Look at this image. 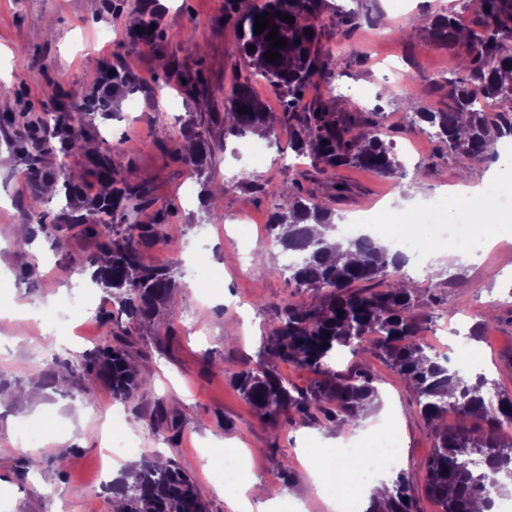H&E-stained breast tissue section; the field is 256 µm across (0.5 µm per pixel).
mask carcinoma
Returning a JSON list of instances; mask_svg holds the SVG:
<instances>
[{
	"label": "carcinoma",
	"mask_w": 512,
	"mask_h": 512,
	"mask_svg": "<svg viewBox=\"0 0 512 512\" xmlns=\"http://www.w3.org/2000/svg\"><path fill=\"white\" fill-rule=\"evenodd\" d=\"M324 2L264 0L260 6H246L244 0H224V11L242 28L239 39L252 76L283 94L281 120H296V153L309 156L317 170L327 176L353 163L401 181L405 173L392 143L366 129L359 113L339 109L335 96L313 103L304 112L296 111L308 83L339 67L340 58L319 47ZM266 12L269 27L256 35L255 16ZM280 13L294 17V22L281 21ZM475 26L465 41L458 38L461 28L452 15L437 16L426 26L430 39L448 48L452 99L448 110L428 112L403 98L407 110L448 145L458 171L464 175L488 159L499 139L512 137V110L488 112L477 102L479 95L491 102H512V0H478ZM138 27L131 32L135 42L164 38L156 14L142 17ZM275 29L287 47L277 49L280 58L272 63L264 58L272 51L265 37ZM308 30L312 34H306ZM251 45L255 50H249ZM103 83L125 94L134 88L127 72L112 67L106 69ZM75 95V91L58 86L49 109L41 116L28 112L0 115V124L19 127L37 137L36 151H29L24 144L15 150L32 184L38 188L46 182L59 183L64 190L65 205L60 214L39 216L31 233H42L63 246L65 242L58 236V224L63 223L96 239V251L77 264L94 267L101 257H107L97 279L111 290L112 305L131 324L151 322L160 316L177 287L174 269L143 262V248L157 240L166 215H158L153 224L135 223L138 211L151 202L150 186L117 181L109 148L86 150L82 126L87 115L118 110L120 98L85 96L79 103ZM224 108L226 138L247 132L268 135L274 129L268 123L270 112L247 80L233 79ZM243 108L247 112H241ZM212 135L211 126L196 119L181 132L184 140L195 145L184 160L204 185L210 178ZM54 152L61 160L57 170L50 171L44 158ZM73 154L87 157L90 173L101 186L96 197H87L84 184L69 173L65 158ZM273 193L281 198V205L269 217L272 246L300 252V260L288 265L289 280L297 288L317 293L319 301L280 305L262 355L254 365L233 374L234 386L272 421L294 414L330 427L354 424L378 406L379 391L363 369L335 367L336 356L344 349L353 355H378L417 393L420 415L433 429L434 447L424 465L430 498L441 512H474L476 501L492 506L491 496L483 489L470 460L478 453L493 472L512 480V453L502 452L508 440L501 432L502 421H512V395L501 392L496 406L487 407L484 394L497 387L496 381L484 373L466 377L452 371L448 361L440 360L424 343L413 314V291L400 275L404 262L401 254L390 252L373 239L350 242L346 251H355L359 259L342 263L336 246L329 242V233L336 232V212L327 202L300 195L293 182L276 186ZM324 343L328 347H322ZM133 347L129 329L113 330L111 338L87 351L80 364L54 362L44 384L52 386L59 376L78 373L90 385H108L115 401L128 403L151 385L149 375L133 364ZM275 362L307 368L315 373L316 380L311 387L298 389L279 376L273 368ZM450 406L463 417L478 419L479 428L467 430L442 423L441 416ZM274 469L282 485L291 484L294 475L286 456L275 459ZM115 488L122 495V505L115 512H208L195 481L174 458L162 466L149 458L141 459L127 477L115 480ZM366 512L417 510L408 485L399 478L386 501L372 503Z\"/></svg>",
	"instance_id": "cac0c4a2"
}]
</instances>
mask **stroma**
Instances as JSON below:
<instances>
[{
    "instance_id": "obj_1",
    "label": "stroma",
    "mask_w": 512,
    "mask_h": 512,
    "mask_svg": "<svg viewBox=\"0 0 512 512\" xmlns=\"http://www.w3.org/2000/svg\"><path fill=\"white\" fill-rule=\"evenodd\" d=\"M454 0H327L321 17V44L341 56L335 75L307 89L302 102L327 98L336 85L363 86L364 99L346 94L337 99L366 121H379L395 140L407 175L402 185L393 178L350 165L334 177L317 172L310 158L290 149L292 129L277 122L279 139L268 144L267 160L253 169L242 153V139H215L211 183L221 184L224 215L221 229L203 235L199 199L185 190L196 179L181 160V131L190 118L224 117V96L235 76L246 73L234 19L226 17L224 0H0V85L12 88L0 97V113L42 114L53 83L83 93L95 90L105 67L131 72L137 79L139 111L121 108L117 114L88 116L86 130L94 143L111 147L121 180L145 182L152 203L136 221L154 222L167 215L160 239L144 252L153 266H171L180 283L162 310L159 322L134 328L133 358L152 379V387L123 404V419L112 420L111 392L104 386L86 387L79 376L66 386L47 387L43 377L54 359L79 362L103 323L101 289L89 297L71 290L86 274L68 256L95 251L93 239L66 231V252L37 236L11 240L12 265L0 273V379L8 384L10 402L0 405V456L19 462L26 455L40 464L27 479L17 472L0 476V512H60L69 504L85 512L87 494L98 490L101 450L107 440L129 443L120 466L145 456L178 460L197 481L209 512H234L224 490V451L243 449L244 478L262 481L271 495L281 497L282 512H329L328 489L301 480L282 486L274 459L286 455L293 471H301L313 454L330 457L335 433L299 417L271 422L236 390L232 375L243 362L257 360L263 339L285 301L313 302L312 293L297 288L287 276L268 265H241L238 256L270 253L264 226L279 203L272 186L296 182L303 196L327 198L332 182L345 185L334 207L341 223L366 224L383 205L415 199L420 205L440 198L441 184L456 186L462 179L447 147L428 136L425 124L414 121L402 102L411 97L435 112L447 110L448 50L430 42L422 28L428 18L444 13ZM157 13L165 38L132 44L130 30L144 15ZM360 18L354 30L346 17ZM195 30L200 52L180 49L178 36ZM199 74L202 86L190 96L177 88V73ZM403 97H396V90ZM133 138L139 148L125 151ZM14 130L0 127V226L31 224L40 212H59L65 203L58 193L36 191L12 148ZM401 230L416 237L421 248L437 255L439 272L407 266L402 274L414 290L420 335L439 344L446 354L465 352L474 367L512 392V242L494 245L477 257L452 250L435 225L405 224ZM201 268L221 272L219 283L201 293L195 282ZM27 305L41 313L43 335L28 340V324L9 310ZM471 307L475 316L496 312L498 319L483 340L455 339L448 334L449 312ZM375 379L382 406L399 420L394 432L403 456L391 478H405L419 512H439L425 493L423 465L433 449V434L419 414L417 395L383 358L358 355ZM163 406L179 424L167 431L152 419ZM68 437L71 448L65 464H57L54 441ZM95 512H112V497L99 493Z\"/></svg>"
}]
</instances>
